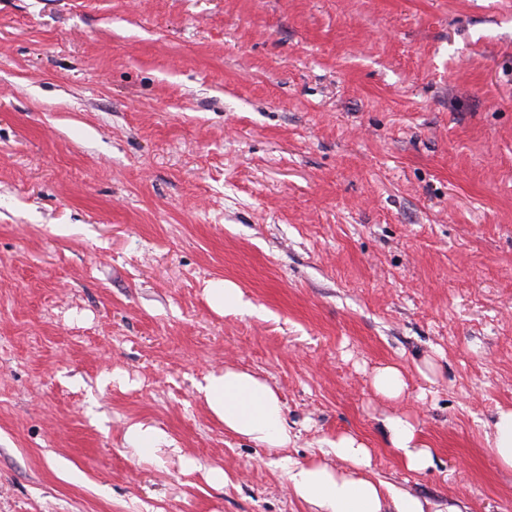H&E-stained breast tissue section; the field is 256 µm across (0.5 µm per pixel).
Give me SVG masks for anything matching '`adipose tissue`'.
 Instances as JSON below:
<instances>
[{
  "mask_svg": "<svg viewBox=\"0 0 512 512\" xmlns=\"http://www.w3.org/2000/svg\"><path fill=\"white\" fill-rule=\"evenodd\" d=\"M198 391L229 432L267 448H284L291 443L278 395L253 374L228 367L208 375ZM383 426L408 470L418 472L431 466L432 452L415 423L390 414ZM331 448L338 459L351 464V471L313 462L288 464L289 484L314 512H427V500L369 478L372 456L365 442L343 434L332 441Z\"/></svg>",
  "mask_w": 512,
  "mask_h": 512,
  "instance_id": "ef3b65f1",
  "label": "adipose tissue"
}]
</instances>
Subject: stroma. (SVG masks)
<instances>
[{"label": "stroma", "instance_id": "1", "mask_svg": "<svg viewBox=\"0 0 512 512\" xmlns=\"http://www.w3.org/2000/svg\"><path fill=\"white\" fill-rule=\"evenodd\" d=\"M224 280L253 312L210 306ZM227 366L285 453L209 412ZM500 407L512 0H0V512H312L282 460L338 466L342 434L433 512H512ZM134 422L175 448L138 460ZM371 385L378 396L390 401H399L408 389L403 371L393 365L377 368L372 374ZM199 393L224 429L265 448H288L292 436L272 387L246 371L225 367L199 384ZM486 440L500 464L512 468V408L497 409ZM392 448H396L410 471H423L432 465L429 446L423 442L415 423L399 414L386 415L382 420Z\"/></svg>", "mask_w": 512, "mask_h": 512}]
</instances>
